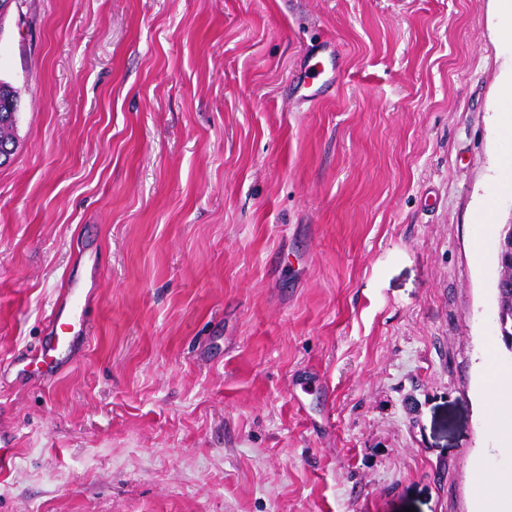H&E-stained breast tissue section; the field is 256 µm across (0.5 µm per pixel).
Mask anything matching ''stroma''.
I'll return each mask as SVG.
<instances>
[{
    "instance_id": "stroma-1",
    "label": "stroma",
    "mask_w": 512,
    "mask_h": 512,
    "mask_svg": "<svg viewBox=\"0 0 512 512\" xmlns=\"http://www.w3.org/2000/svg\"><path fill=\"white\" fill-rule=\"evenodd\" d=\"M502 47L492 0H18L0 512H477ZM71 286L89 339L16 379Z\"/></svg>"
}]
</instances>
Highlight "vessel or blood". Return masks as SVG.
Here are the masks:
<instances>
[{"label":"vessel or blood","mask_w":512,"mask_h":512,"mask_svg":"<svg viewBox=\"0 0 512 512\" xmlns=\"http://www.w3.org/2000/svg\"><path fill=\"white\" fill-rule=\"evenodd\" d=\"M86 306L81 289H69L62 300L53 307L48 332L28 357L37 364L39 376L48 377L66 363L77 340L86 338L88 326L81 314Z\"/></svg>","instance_id":"1"}]
</instances>
